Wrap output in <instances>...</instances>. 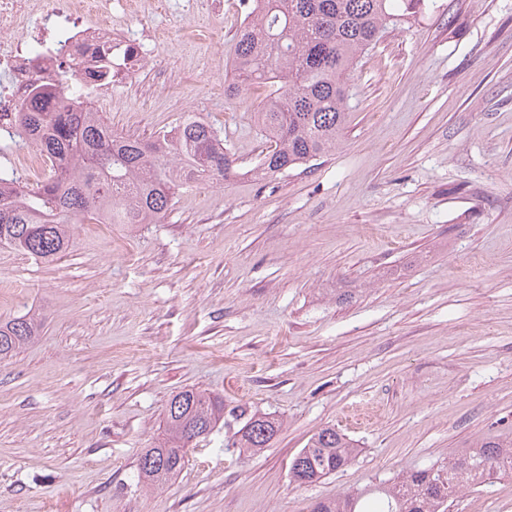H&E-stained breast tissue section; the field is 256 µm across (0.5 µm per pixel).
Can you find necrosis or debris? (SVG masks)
I'll return each instance as SVG.
<instances>
[{
    "label": "necrosis or debris",
    "instance_id": "obj_1",
    "mask_svg": "<svg viewBox=\"0 0 512 512\" xmlns=\"http://www.w3.org/2000/svg\"><path fill=\"white\" fill-rule=\"evenodd\" d=\"M105 51L116 82L135 81L140 64L112 26L111 0H0V112L23 111L31 78L55 82L62 63L84 77Z\"/></svg>",
    "mask_w": 512,
    "mask_h": 512
}]
</instances>
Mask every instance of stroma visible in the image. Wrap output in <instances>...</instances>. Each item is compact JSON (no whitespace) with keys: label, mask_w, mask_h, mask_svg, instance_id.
Wrapping results in <instances>:
<instances>
[{"label":"stroma","mask_w":512,"mask_h":512,"mask_svg":"<svg viewBox=\"0 0 512 512\" xmlns=\"http://www.w3.org/2000/svg\"><path fill=\"white\" fill-rule=\"evenodd\" d=\"M124 3L144 63L104 120L148 138L201 112L241 174L181 190L162 224H74L51 263L0 246V320L42 319L0 362V512H307L512 436V0H427L362 58L335 150L266 179V89L224 94L244 0ZM189 388L283 425L249 457L198 442L144 491ZM327 426L358 455L292 483ZM452 512H512V477Z\"/></svg>","instance_id":"1"}]
</instances>
